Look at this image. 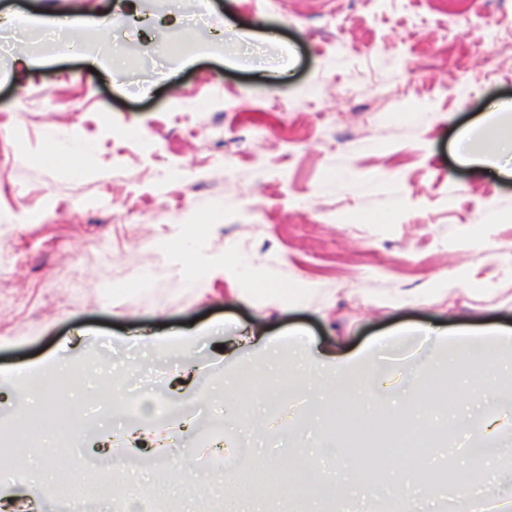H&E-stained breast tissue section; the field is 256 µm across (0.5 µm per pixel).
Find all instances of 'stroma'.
I'll return each mask as SVG.
<instances>
[{"instance_id":"stroma-1","label":"stroma","mask_w":512,"mask_h":512,"mask_svg":"<svg viewBox=\"0 0 512 512\" xmlns=\"http://www.w3.org/2000/svg\"><path fill=\"white\" fill-rule=\"evenodd\" d=\"M51 20L75 25L70 47ZM511 101L512 0H0V420L41 410L16 378L64 357L86 379L58 399L89 426L75 448L46 426L0 500L63 512L64 473L112 512L95 490L117 471L119 497L154 487V512H222L220 464L282 470L289 442L316 452L328 430L357 444L350 419L245 385L258 346L241 338L260 324L343 355L419 323L512 322V178L456 152ZM471 270L479 291L426 296ZM112 366L149 435L195 414L206 472L175 480V445L127 448L129 416L92 396ZM392 389L380 409L350 400V418L389 448L419 434L431 512L449 451L480 478L464 412L502 401L441 362Z\"/></svg>"}]
</instances>
